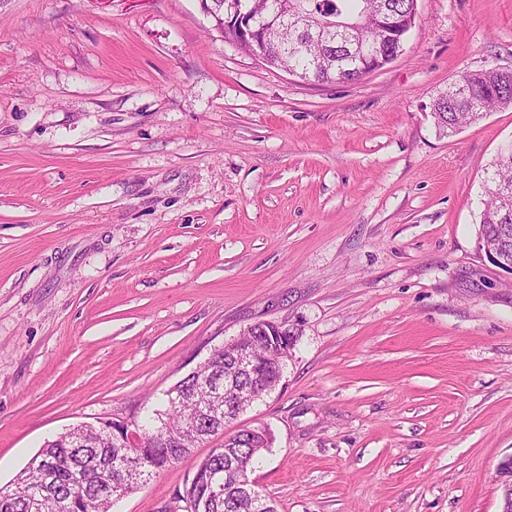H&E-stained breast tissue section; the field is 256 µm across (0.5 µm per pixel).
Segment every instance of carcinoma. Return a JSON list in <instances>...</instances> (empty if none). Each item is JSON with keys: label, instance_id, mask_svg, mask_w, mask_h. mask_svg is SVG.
I'll return each instance as SVG.
<instances>
[{"label": "carcinoma", "instance_id": "carcinoma-1", "mask_svg": "<svg viewBox=\"0 0 512 512\" xmlns=\"http://www.w3.org/2000/svg\"><path fill=\"white\" fill-rule=\"evenodd\" d=\"M296 5L311 17L307 31L288 34V41L275 42L269 51L280 62L297 71L310 73L322 83L336 81L334 70H320L316 66L313 50L305 47L309 35L324 30L323 52L351 67L352 53L370 51L381 39L376 17L369 10L368 0H297ZM355 21V27L345 30L326 26L330 19ZM512 106V77L488 84L484 76L477 74L469 80L468 93L457 99L455 89L441 94L435 104L434 115L438 124L449 133L478 120L491 109ZM512 191V146L500 153L493 164L491 186L482 213L479 234L492 242L500 239L512 241V211L502 208V196ZM259 333L250 336L261 365L272 374L280 359L260 332L262 324H254ZM230 369L224 358V350L209 355V360L198 371L191 372L178 382L182 400L158 414L160 425L152 428L142 425L146 435L166 440L167 448H116L112 446L109 431L111 422L88 431L82 440H74L69 433L44 442L28 466L17 475L8 487L0 488V512H61L55 502L70 503L67 512H111V500L103 490L112 482L113 469L118 458L141 455L149 476H154L175 464L192 452L197 444L224 429V416L213 417L206 412L210 403L211 385H224V372ZM200 415L197 432H189L184 426L187 413ZM251 437L244 429L224 439V447L214 448L197 465L180 500L193 503L195 512H276L272 501L260 491L254 499L239 498L226 492L220 498L210 494V486L224 482V468L234 463L251 471L262 454V449L250 446Z\"/></svg>", "mask_w": 512, "mask_h": 512}]
</instances>
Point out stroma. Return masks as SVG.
<instances>
[{"mask_svg": "<svg viewBox=\"0 0 512 512\" xmlns=\"http://www.w3.org/2000/svg\"><path fill=\"white\" fill-rule=\"evenodd\" d=\"M416 12L392 63L309 84L200 0H0V486L271 322L282 377L233 427L269 432L278 512H501L512 273L478 228L512 108L452 136L433 109L512 69V0ZM223 443L113 512H184Z\"/></svg>", "mask_w": 512, "mask_h": 512, "instance_id": "35a3bbf8", "label": "stroma"}]
</instances>
